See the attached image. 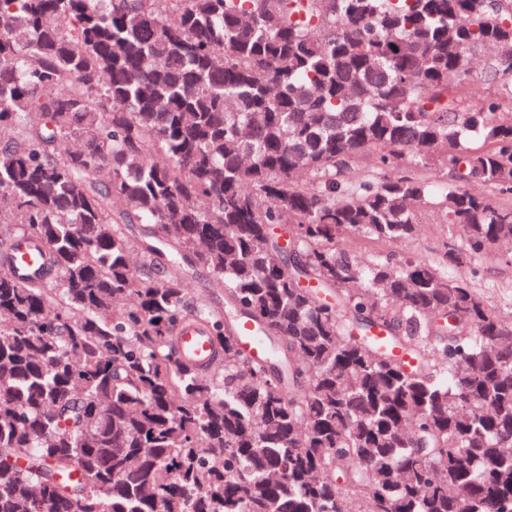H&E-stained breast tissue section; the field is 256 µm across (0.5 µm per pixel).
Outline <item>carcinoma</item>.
Masks as SVG:
<instances>
[{
	"mask_svg": "<svg viewBox=\"0 0 512 512\" xmlns=\"http://www.w3.org/2000/svg\"><path fill=\"white\" fill-rule=\"evenodd\" d=\"M495 45L512 0H0V512H512V323L475 292L512 207L468 188L512 192V57L463 103ZM427 208L456 277L337 247ZM492 54L489 51H477L471 59L474 74L467 90L466 101L470 104H478L497 90L496 80L490 72ZM195 288L206 296L209 305L217 310L224 311V284L217 281L205 271L195 273ZM179 349L181 357L204 362L211 355V342L203 330L188 325L181 331Z\"/></svg>",
	"mask_w": 512,
	"mask_h": 512,
	"instance_id": "cac0c4a2",
	"label": "carcinoma"
}]
</instances>
